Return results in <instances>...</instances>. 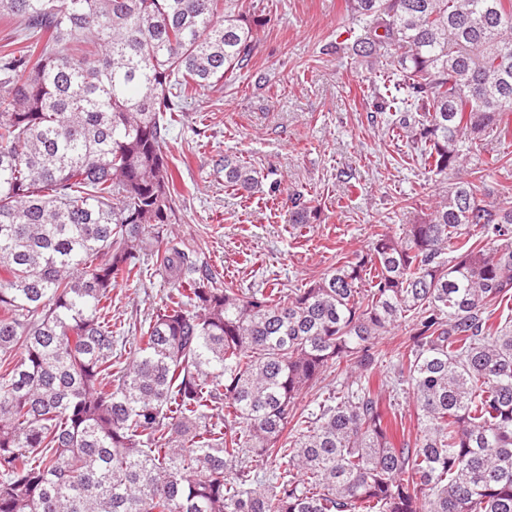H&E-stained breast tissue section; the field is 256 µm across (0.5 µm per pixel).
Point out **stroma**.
Wrapping results in <instances>:
<instances>
[{"mask_svg": "<svg viewBox=\"0 0 512 512\" xmlns=\"http://www.w3.org/2000/svg\"><path fill=\"white\" fill-rule=\"evenodd\" d=\"M255 2L267 23L248 68L187 101L164 147L180 170L170 231L234 287L289 291L367 251L376 235H402L447 181L420 167L376 109L370 87L382 60L324 53L353 27L344 0ZM228 154L267 175L275 195L227 191ZM297 190L318 209L302 236L287 201ZM141 262L146 275L112 291V323L129 339L176 288L151 275V256Z\"/></svg>", "mask_w": 512, "mask_h": 512, "instance_id": "1", "label": "stroma"}]
</instances>
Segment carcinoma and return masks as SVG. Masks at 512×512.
<instances>
[{
  "label": "carcinoma",
  "mask_w": 512,
  "mask_h": 512,
  "mask_svg": "<svg viewBox=\"0 0 512 512\" xmlns=\"http://www.w3.org/2000/svg\"><path fill=\"white\" fill-rule=\"evenodd\" d=\"M384 58L372 89L425 171L430 213L286 293L224 283L168 234L183 104L251 62L243 0H0V512H512V198L473 145L512 141V0H345ZM224 187L263 176L224 155ZM307 224L312 195L288 197ZM179 282L122 361L112 287ZM416 412L396 438L377 344ZM345 388L298 412L332 372ZM268 465L251 475L249 458ZM483 168H485L486 171H484L481 174L486 175V181L490 186L491 191H494L493 196L491 194L489 198H486L487 202L494 201V198L496 197L498 192L509 191L512 195V168H509L508 171L499 169L493 170L491 168L487 170L488 168L486 166H484Z\"/></svg>",
  "instance_id": "cac0c4a2"
}]
</instances>
